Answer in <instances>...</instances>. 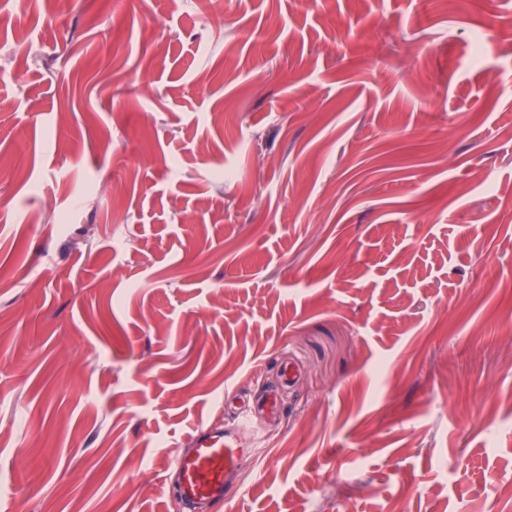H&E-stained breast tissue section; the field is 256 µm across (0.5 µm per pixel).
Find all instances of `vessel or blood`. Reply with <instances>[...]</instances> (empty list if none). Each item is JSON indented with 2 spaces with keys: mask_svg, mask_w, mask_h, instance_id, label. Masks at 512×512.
I'll return each mask as SVG.
<instances>
[{
  "mask_svg": "<svg viewBox=\"0 0 512 512\" xmlns=\"http://www.w3.org/2000/svg\"><path fill=\"white\" fill-rule=\"evenodd\" d=\"M244 454L235 429L197 432L192 447L172 463L179 500L191 507L223 500L228 482L239 469Z\"/></svg>",
  "mask_w": 512,
  "mask_h": 512,
  "instance_id": "obj_1",
  "label": "vessel or blood"
}]
</instances>
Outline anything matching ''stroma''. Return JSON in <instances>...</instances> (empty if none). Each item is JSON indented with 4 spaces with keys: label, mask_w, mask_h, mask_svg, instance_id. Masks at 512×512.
Returning <instances> with one entry per match:
<instances>
[{
    "label": "stroma",
    "mask_w": 512,
    "mask_h": 512,
    "mask_svg": "<svg viewBox=\"0 0 512 512\" xmlns=\"http://www.w3.org/2000/svg\"><path fill=\"white\" fill-rule=\"evenodd\" d=\"M222 2L0 8V512H512V0ZM244 454L235 427L197 432L192 448L172 462L178 499L191 507L223 501L229 479L241 466Z\"/></svg>",
    "instance_id": "35a3bbf8"
}]
</instances>
